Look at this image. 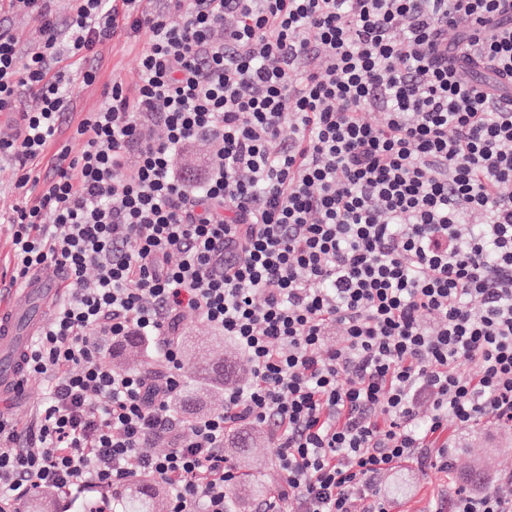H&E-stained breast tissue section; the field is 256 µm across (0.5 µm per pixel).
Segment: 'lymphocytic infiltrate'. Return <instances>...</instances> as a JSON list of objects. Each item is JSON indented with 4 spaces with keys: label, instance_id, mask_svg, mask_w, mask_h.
I'll list each match as a JSON object with an SVG mask.
<instances>
[{
    "label": "lymphocytic infiltrate",
    "instance_id": "f902f5d3",
    "mask_svg": "<svg viewBox=\"0 0 512 512\" xmlns=\"http://www.w3.org/2000/svg\"><path fill=\"white\" fill-rule=\"evenodd\" d=\"M53 2L0 0L10 278L67 288L25 358L33 422L0 412V512L144 476L168 512H226L243 425L278 448L258 512H393L381 479L451 470L449 422L512 430V0H72L64 21ZM15 16L38 32L24 51ZM143 32L135 84L82 114L78 154L53 150L100 47ZM200 140L193 181L178 160ZM188 313L251 377L185 435ZM129 336L156 365L113 367ZM435 512H512V472ZM16 170L11 158L0 157V214L11 211L12 207L23 200L16 186Z\"/></svg>",
    "mask_w": 512,
    "mask_h": 512
}]
</instances>
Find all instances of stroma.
Listing matches in <instances>:
<instances>
[{"label": "stroma", "mask_w": 512, "mask_h": 512, "mask_svg": "<svg viewBox=\"0 0 512 512\" xmlns=\"http://www.w3.org/2000/svg\"><path fill=\"white\" fill-rule=\"evenodd\" d=\"M148 33L136 39L110 42L101 49L98 80L84 87L74 102L75 112L98 109L106 99L113 82L133 85L137 79L139 54L148 46ZM181 344H197L201 351L210 352L213 361L237 353V345L224 338L210 325L195 316H185L181 323ZM183 383L201 398L199 416L220 412L224 408L225 389L245 384L246 364H239L228 380H205L194 372L190 359L182 361ZM448 437L455 447V466L449 473L412 463L399 466L382 481L384 490L394 498L395 512H427L434 500L448 488L464 487L477 490L499 474L512 471V431L499 429L490 418L475 425L448 426ZM224 450L239 478L231 490L238 512H255L261 501L255 483L274 488L279 479L275 467L276 448L264 429L244 428L226 436Z\"/></svg>", "instance_id": "obj_1"}]
</instances>
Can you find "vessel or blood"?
<instances>
[{
    "instance_id": "obj_1",
    "label": "vessel or blood",
    "mask_w": 512,
    "mask_h": 512,
    "mask_svg": "<svg viewBox=\"0 0 512 512\" xmlns=\"http://www.w3.org/2000/svg\"><path fill=\"white\" fill-rule=\"evenodd\" d=\"M62 292L61 277L36 274L20 280L0 298V396L23 391V358L51 319Z\"/></svg>"
}]
</instances>
